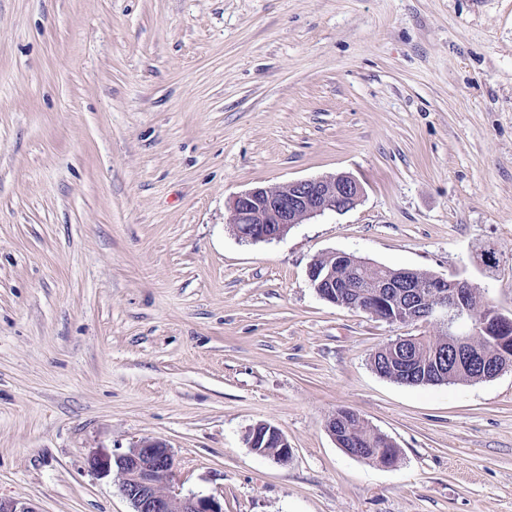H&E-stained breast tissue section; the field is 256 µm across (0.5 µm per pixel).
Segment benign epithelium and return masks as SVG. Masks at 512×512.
<instances>
[{
	"label": "benign epithelium",
	"mask_w": 512,
	"mask_h": 512,
	"mask_svg": "<svg viewBox=\"0 0 512 512\" xmlns=\"http://www.w3.org/2000/svg\"><path fill=\"white\" fill-rule=\"evenodd\" d=\"M360 184L345 173L322 178L290 182L282 186L255 187L237 195L231 205V219L237 236L247 241L283 238L296 224L326 212L341 213L359 202ZM349 268L363 266L361 259L351 254L334 252L315 259L309 266V279L323 285L320 296L336 302V263ZM378 288H398L387 294L380 308L369 307L363 300L342 301V304L390 323L430 321L448 337V362H432L435 376L443 381L472 367L480 376L493 379L512 365V342L506 339L512 331V317L484 303L477 314L469 297L478 289L465 279L428 275L421 277L412 270L405 271L397 282L376 283ZM469 322L473 329L460 331ZM413 336H398L385 348L388 360L405 362L410 355ZM248 444L256 452L280 463L292 455L286 437L274 426L253 428ZM116 469L120 490L132 505V512H224V506L212 496L183 495L176 487L174 461L169 448L161 442L143 440L115 460L93 462V469L108 473Z\"/></svg>",
	"instance_id": "obj_1"
}]
</instances>
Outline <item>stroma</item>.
<instances>
[{"instance_id": "35a3bbf8", "label": "stroma", "mask_w": 512, "mask_h": 512, "mask_svg": "<svg viewBox=\"0 0 512 512\" xmlns=\"http://www.w3.org/2000/svg\"><path fill=\"white\" fill-rule=\"evenodd\" d=\"M337 173L353 209L234 234L236 195ZM333 252L512 317V0H0V498L132 512L89 462L153 440L224 512H512V369L380 377L437 328L321 298ZM336 414L341 416L336 420V431L333 427L335 416L332 417L327 425V430L336 441V434L341 444L346 447L345 442H348L352 448H359L362 456L359 459L367 460L376 464H388L385 467H394L389 463L398 461L399 451L395 444L388 438V436L372 431L370 429H362L359 426V420L354 416L359 415L354 411L348 409H339ZM379 448H387L381 455H379ZM390 448V449H389ZM263 429L254 427L248 434V444L256 452L267 455L280 463L288 462L292 455L286 437L274 426L263 424ZM267 448H274L268 450Z\"/></svg>"}]
</instances>
